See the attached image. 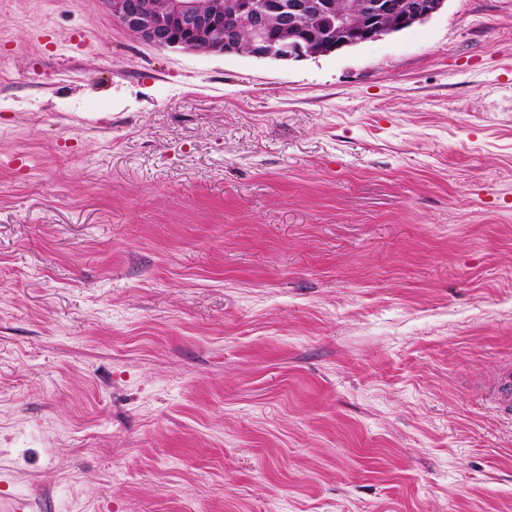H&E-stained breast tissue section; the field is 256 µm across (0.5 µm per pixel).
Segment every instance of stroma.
Wrapping results in <instances>:
<instances>
[{
  "label": "stroma",
  "instance_id": "obj_1",
  "mask_svg": "<svg viewBox=\"0 0 512 512\" xmlns=\"http://www.w3.org/2000/svg\"><path fill=\"white\" fill-rule=\"evenodd\" d=\"M512 0L289 62L0 0V512H512ZM488 401L500 413L512 412V365L502 370L496 385L488 394Z\"/></svg>",
  "mask_w": 512,
  "mask_h": 512
}]
</instances>
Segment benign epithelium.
<instances>
[{
	"instance_id": "benign-epithelium-1",
	"label": "benign epithelium",
	"mask_w": 512,
	"mask_h": 512,
	"mask_svg": "<svg viewBox=\"0 0 512 512\" xmlns=\"http://www.w3.org/2000/svg\"><path fill=\"white\" fill-rule=\"evenodd\" d=\"M112 19L158 48L217 54L242 52L288 62L328 55L423 23L447 0H102Z\"/></svg>"
}]
</instances>
